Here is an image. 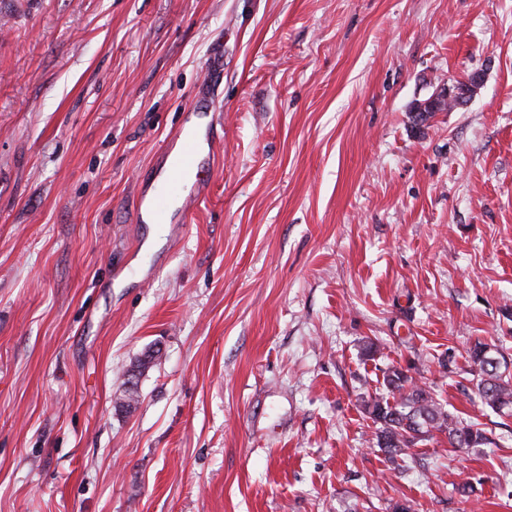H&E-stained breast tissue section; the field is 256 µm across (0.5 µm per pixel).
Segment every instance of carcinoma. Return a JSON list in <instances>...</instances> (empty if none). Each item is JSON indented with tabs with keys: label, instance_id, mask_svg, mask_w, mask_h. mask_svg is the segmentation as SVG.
Here are the masks:
<instances>
[{
	"label": "carcinoma",
	"instance_id": "carcinoma-1",
	"mask_svg": "<svg viewBox=\"0 0 512 512\" xmlns=\"http://www.w3.org/2000/svg\"><path fill=\"white\" fill-rule=\"evenodd\" d=\"M473 394L494 411L512 407V364L496 345L478 342L468 352ZM374 424L372 442L397 464L414 457L419 445L438 434L453 448H479L493 443L487 431L445 409L434 387L393 366L385 372L383 392L364 401Z\"/></svg>",
	"mask_w": 512,
	"mask_h": 512
}]
</instances>
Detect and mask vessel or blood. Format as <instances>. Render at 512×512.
<instances>
[{
    "label": "vessel or blood",
    "mask_w": 512,
    "mask_h": 512,
    "mask_svg": "<svg viewBox=\"0 0 512 512\" xmlns=\"http://www.w3.org/2000/svg\"><path fill=\"white\" fill-rule=\"evenodd\" d=\"M179 139V151L169 162L166 178L147 201L150 219L156 224L169 223L173 200L181 198L185 203H192L195 194L205 186L201 176L200 143L197 135L183 132Z\"/></svg>",
    "instance_id": "obj_1"
}]
</instances>
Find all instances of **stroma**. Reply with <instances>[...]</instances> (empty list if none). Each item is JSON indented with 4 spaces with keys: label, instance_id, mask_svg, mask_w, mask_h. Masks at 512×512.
Here are the masks:
<instances>
[{
    "label": "stroma",
    "instance_id": "obj_1",
    "mask_svg": "<svg viewBox=\"0 0 512 512\" xmlns=\"http://www.w3.org/2000/svg\"><path fill=\"white\" fill-rule=\"evenodd\" d=\"M199 115L191 222L137 223ZM478 342L512 357V0H0V512H512ZM393 366L495 444L390 462ZM481 82L482 74L477 71L462 80L448 79V84H444L437 89L426 100L416 103L410 112H413L414 119L419 122L424 120L425 114L423 112H426L425 109L427 107L431 109L446 102L448 103L440 110L441 112L450 109L448 104H452L455 107H464L473 98Z\"/></svg>",
    "mask_w": 512,
    "mask_h": 512
}]
</instances>
